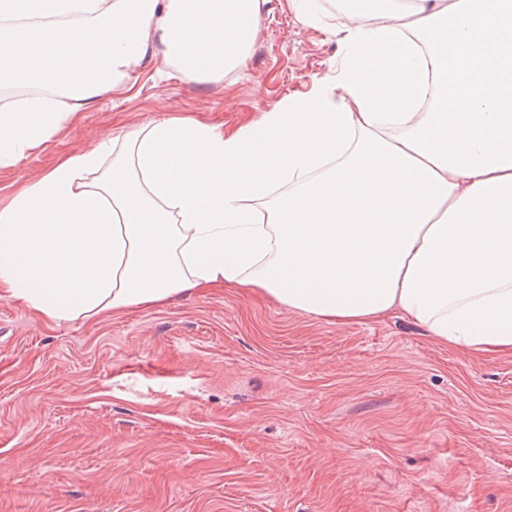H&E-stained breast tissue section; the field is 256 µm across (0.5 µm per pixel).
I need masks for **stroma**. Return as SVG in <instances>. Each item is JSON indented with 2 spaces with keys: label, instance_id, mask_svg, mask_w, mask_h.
<instances>
[{
  "label": "stroma",
  "instance_id": "35a3bbf8",
  "mask_svg": "<svg viewBox=\"0 0 512 512\" xmlns=\"http://www.w3.org/2000/svg\"><path fill=\"white\" fill-rule=\"evenodd\" d=\"M283 2L244 71L138 72L0 169V196L99 136L172 112L231 131L309 88L339 46ZM0 512H512V355L223 286L94 322L0 297Z\"/></svg>",
  "mask_w": 512,
  "mask_h": 512
}]
</instances>
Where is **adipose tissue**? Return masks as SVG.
Returning <instances> with one entry per match:
<instances>
[{
	"label": "adipose tissue",
	"mask_w": 512,
	"mask_h": 512,
	"mask_svg": "<svg viewBox=\"0 0 512 512\" xmlns=\"http://www.w3.org/2000/svg\"><path fill=\"white\" fill-rule=\"evenodd\" d=\"M267 0H0V168L162 46L243 69ZM335 75L232 132L165 115L0 199V295L52 320L234 286L340 325L399 313L512 353V0H285Z\"/></svg>",
	"instance_id": "obj_1"
}]
</instances>
